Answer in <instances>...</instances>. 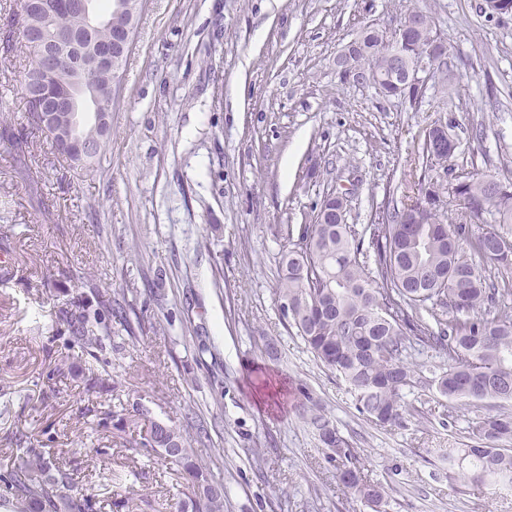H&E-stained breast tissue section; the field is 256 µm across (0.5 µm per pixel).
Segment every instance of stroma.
<instances>
[{"label": "stroma", "mask_w": 512, "mask_h": 512, "mask_svg": "<svg viewBox=\"0 0 512 512\" xmlns=\"http://www.w3.org/2000/svg\"><path fill=\"white\" fill-rule=\"evenodd\" d=\"M478 2L144 0L105 155L80 169L31 125L20 0H0V474L20 430L64 457L72 495L101 512H176L190 478L129 450L111 411L180 429L223 482L224 512H370L296 414L302 385L362 475L385 484L387 512H512V487H475L448 468L450 451L471 446V422L512 403L417 386L405 393L414 417L376 426L287 328L276 296L292 245L282 227L310 223L344 190L349 223L367 227L413 191L435 122L457 141L456 171L512 181V15L486 18ZM417 7L453 64L425 73L419 107L342 79L335 58L365 25L393 29ZM20 124L21 151L3 134ZM108 298L128 322L113 324L105 386L91 390L89 357L58 319Z\"/></svg>", "instance_id": "stroma-1"}]
</instances>
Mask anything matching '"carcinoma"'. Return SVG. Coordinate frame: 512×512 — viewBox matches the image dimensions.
Wrapping results in <instances>:
<instances>
[{"label": "carcinoma", "mask_w": 512, "mask_h": 512, "mask_svg": "<svg viewBox=\"0 0 512 512\" xmlns=\"http://www.w3.org/2000/svg\"><path fill=\"white\" fill-rule=\"evenodd\" d=\"M407 17L424 21L407 32L403 52L410 62L431 58L437 68L447 66V46L429 52L430 37L437 31L432 13L412 9ZM21 23L36 25L46 39L75 28L80 31L77 44L83 47L107 39V30L87 31L76 16L64 12L35 19L26 13ZM22 41L31 59L23 75L26 84L41 46L25 35ZM390 49L389 32L365 26L353 42L349 70L385 76ZM380 86L386 97H404L414 107L422 103L421 87L401 89L389 80ZM421 157L427 176L422 198L380 211L368 227L369 242L357 237L347 223V208L338 204L336 212L320 209L311 223L300 226L298 243L279 260L277 295L279 303L288 304L285 323L346 383L360 412L381 427L401 425L413 416L404 400L405 390L427 368L422 358L431 353L444 362L432 386L448 400L512 403V314L502 309L512 289L495 287L491 276L475 268L463 248L468 245L501 274L512 272V184H506V193L500 190L503 182L491 175L478 171L456 175L449 167L447 180L434 179L429 172L452 155L425 141ZM453 203L473 222H484L486 214L493 216L494 226L464 237L463 225L453 216ZM491 237L499 240L493 254L485 250ZM420 309L434 325L414 318ZM64 326L73 345L81 349L89 345L103 349L112 340V328L98 313L67 312ZM298 395L295 408L315 431L341 483L373 503L374 512H382L385 487L360 477L352 466L349 444L333 422L306 389L298 388ZM469 434L486 445L465 448L449 461L458 476L477 485L512 484V448L501 447L512 439V415L477 420L469 426ZM12 442L13 463L0 483L5 495L16 500V512H101L96 499L70 494L71 473L59 459L45 456L19 430ZM128 447L149 448L179 462L193 478V495L178 505V512H224V485L192 459L179 430L154 423L145 437L128 441Z\"/></svg>", "instance_id": "1"}]
</instances>
